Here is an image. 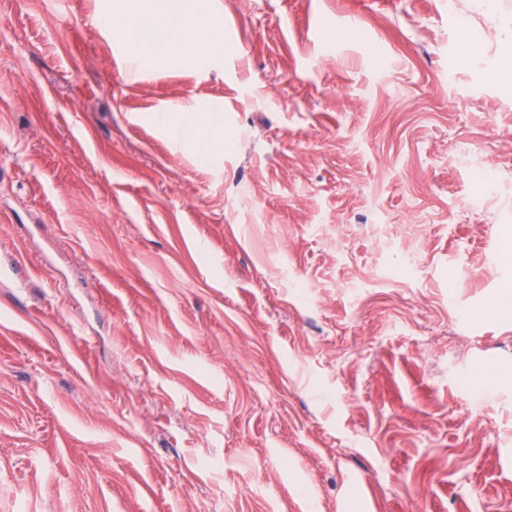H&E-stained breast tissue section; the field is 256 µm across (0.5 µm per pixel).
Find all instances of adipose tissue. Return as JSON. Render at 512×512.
<instances>
[{"label": "adipose tissue", "instance_id": "ef3b65f1", "mask_svg": "<svg viewBox=\"0 0 512 512\" xmlns=\"http://www.w3.org/2000/svg\"><path fill=\"white\" fill-rule=\"evenodd\" d=\"M116 0L107 14L109 27L126 46V67L135 75L150 69L164 55L194 65L224 50V17L209 0ZM152 122L165 125L170 135L204 154L223 143L215 113L188 110L179 118L155 112Z\"/></svg>", "mask_w": 512, "mask_h": 512}]
</instances>
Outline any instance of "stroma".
I'll use <instances>...</instances> for the list:
<instances>
[{
    "mask_svg": "<svg viewBox=\"0 0 512 512\" xmlns=\"http://www.w3.org/2000/svg\"><path fill=\"white\" fill-rule=\"evenodd\" d=\"M212 6L0 0V512H512V0ZM115 1L106 17L126 46L129 74L150 69L163 55L195 65L224 51V17L209 0ZM148 118L154 123L165 125L174 139L202 155L215 144L224 145V132L220 129L215 113L192 109L183 112L175 120L167 112H154Z\"/></svg>",
    "mask_w": 512,
    "mask_h": 512,
    "instance_id": "35a3bbf8",
    "label": "stroma"
}]
</instances>
